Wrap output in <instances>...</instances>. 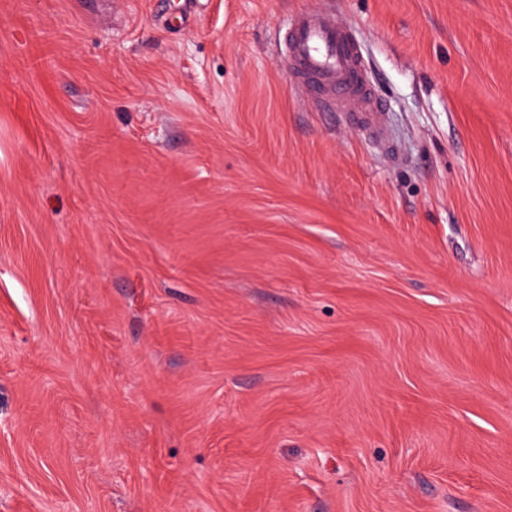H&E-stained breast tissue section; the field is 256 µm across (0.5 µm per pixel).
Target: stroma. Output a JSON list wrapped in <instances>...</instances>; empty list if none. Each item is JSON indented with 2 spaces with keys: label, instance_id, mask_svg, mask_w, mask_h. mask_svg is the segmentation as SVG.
I'll list each match as a JSON object with an SVG mask.
<instances>
[{
  "label": "stroma",
  "instance_id": "stroma-1",
  "mask_svg": "<svg viewBox=\"0 0 512 512\" xmlns=\"http://www.w3.org/2000/svg\"><path fill=\"white\" fill-rule=\"evenodd\" d=\"M0 512H512V0H0ZM279 48L299 89L319 108L346 112L350 121L383 131V106L367 78L360 42L334 10L291 15Z\"/></svg>",
  "mask_w": 512,
  "mask_h": 512
}]
</instances>
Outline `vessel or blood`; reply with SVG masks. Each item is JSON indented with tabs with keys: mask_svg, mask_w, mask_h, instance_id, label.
<instances>
[{
	"mask_svg": "<svg viewBox=\"0 0 512 512\" xmlns=\"http://www.w3.org/2000/svg\"><path fill=\"white\" fill-rule=\"evenodd\" d=\"M279 48L301 92L319 108L346 113L350 121L383 129V106L367 78L366 59L349 24L334 10L290 16Z\"/></svg>",
	"mask_w": 512,
	"mask_h": 512,
	"instance_id": "obj_1",
	"label": "vessel or blood"
}]
</instances>
